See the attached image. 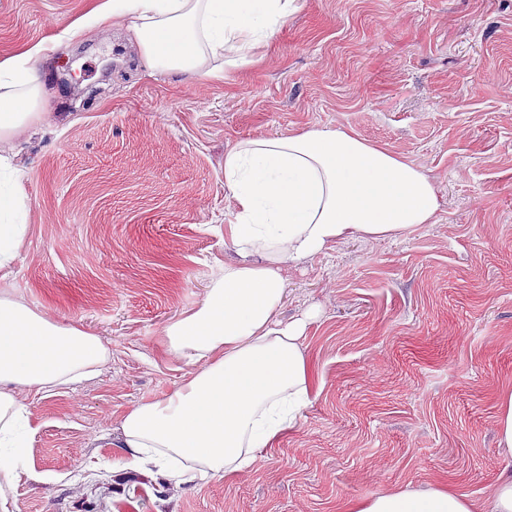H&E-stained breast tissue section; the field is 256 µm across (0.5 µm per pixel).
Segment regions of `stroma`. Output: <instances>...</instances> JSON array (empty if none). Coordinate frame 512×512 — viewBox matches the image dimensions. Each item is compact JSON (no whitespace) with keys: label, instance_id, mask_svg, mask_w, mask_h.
I'll list each match as a JSON object with an SVG mask.
<instances>
[{"label":"stroma","instance_id":"obj_1","mask_svg":"<svg viewBox=\"0 0 512 512\" xmlns=\"http://www.w3.org/2000/svg\"><path fill=\"white\" fill-rule=\"evenodd\" d=\"M101 0H0V60L36 44L39 124L0 139L26 230L0 300L99 336L91 379L21 390L36 431L8 512H348L449 487L486 501L512 388V0H298L259 61L210 79L148 68L130 31L84 26ZM344 131L421 167L436 223L354 239L290 267L278 312L306 324L313 396L221 478L173 486L126 468L122 417L194 368L165 327L196 310L235 250L224 154Z\"/></svg>","mask_w":512,"mask_h":512}]
</instances>
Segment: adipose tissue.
Listing matches in <instances>:
<instances>
[{
	"mask_svg": "<svg viewBox=\"0 0 512 512\" xmlns=\"http://www.w3.org/2000/svg\"><path fill=\"white\" fill-rule=\"evenodd\" d=\"M296 9L297 0H103L87 21L102 30L126 22L152 70L220 79L225 66L252 64L267 30ZM44 51L38 44L0 61V137L39 119L30 64ZM224 183L236 208L224 234L237 258L203 304L163 334L168 352L196 371L122 421L127 467L155 463L177 485L190 480L186 459L206 476L247 468L310 400L305 325L275 318L283 269L354 237L390 239L435 223L440 208L421 168L347 132L241 142L224 156ZM23 206L19 187L0 186V266L14 257ZM107 358L99 337L0 302V490L16 487L18 461L29 453L33 426L19 391L51 392ZM348 512H512V476L481 503L439 488L376 494Z\"/></svg>",
	"mask_w": 512,
	"mask_h": 512,
	"instance_id": "obj_1",
	"label": "adipose tissue"
}]
</instances>
